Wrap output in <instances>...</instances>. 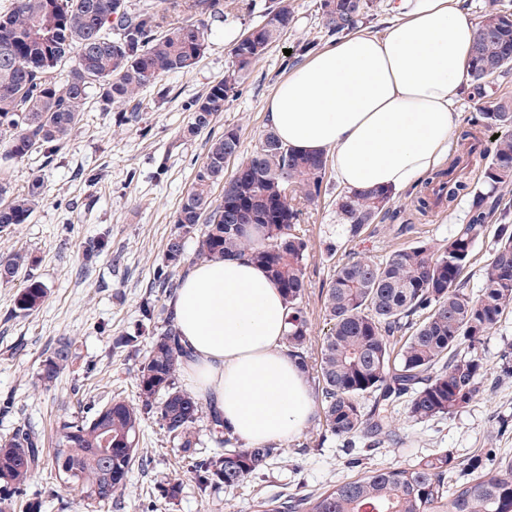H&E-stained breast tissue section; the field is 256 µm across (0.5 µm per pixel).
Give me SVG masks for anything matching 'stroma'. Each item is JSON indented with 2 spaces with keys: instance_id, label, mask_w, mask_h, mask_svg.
Returning <instances> with one entry per match:
<instances>
[{
  "instance_id": "1",
  "label": "stroma",
  "mask_w": 512,
  "mask_h": 512,
  "mask_svg": "<svg viewBox=\"0 0 512 512\" xmlns=\"http://www.w3.org/2000/svg\"><path fill=\"white\" fill-rule=\"evenodd\" d=\"M294 20L268 52L252 65L239 89L230 95L210 131L194 137L184 130L191 106L210 86L223 81L232 64L224 43L225 26L244 30L262 21L269 0H224V18L210 24L205 52L193 68L163 77L141 91L121 110L132 114L116 125V107L91 99L78 130L52 161L32 154L21 161H0V181L12 191H26L33 178L43 182V201L27 223L0 232V255L17 250L31 254L32 266L10 282L0 281V437L20 426L35 428L44 450L55 446L61 421L89 411L111 395L137 399L136 374L162 325L161 317L144 321L145 305H160L152 286L167 239L174 228L182 198L196 168L204 161L209 139L225 128H237L241 153L249 155L268 126L264 110L275 84L302 61L296 48L305 42L323 47L321 0H290ZM328 192L304 208L300 218L308 241L306 306L311 341L320 346L326 330L323 288L336 260L355 252L380 260L408 245L395 237V224H416L435 245L447 243L456 225L465 223L469 198L454 206L440 205L421 216L409 195H394L387 217L377 218L360 239L342 242L336 230V196L342 186L327 172ZM101 249L87 256L90 242ZM337 243L328 259V243ZM48 289L43 305L26 315L16 314L14 298L27 277ZM142 328L137 347L119 346L125 333ZM76 340L79 356L50 388L38 382L40 362L57 340ZM490 380L483 400L447 420L419 422L404 409L393 413L399 444L377 448H342L339 440L320 443L317 422L286 442L280 460L243 485L204 496L179 461V453L155 420L144 423L139 446L147 466H134L127 481L122 512H251L255 496L308 492L344 481L357 470L402 465L445 450L466 458L483 448L512 458V378L499 379L505 353H512V313L491 330L478 347ZM182 491L166 501L159 492L171 479ZM19 512L42 502V512H92L78 493L65 488L54 471L36 474L16 495Z\"/></svg>"
}]
</instances>
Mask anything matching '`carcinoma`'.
<instances>
[{"label":"carcinoma","instance_id":"carcinoma-1","mask_svg":"<svg viewBox=\"0 0 512 512\" xmlns=\"http://www.w3.org/2000/svg\"><path fill=\"white\" fill-rule=\"evenodd\" d=\"M195 21H164L154 12L135 11L127 0H14L0 16V134L7 137L0 159L23 160L35 152L52 158L78 128L92 95L105 106L127 104L141 90L175 72L193 68L204 53L209 21L224 17L221 0L176 3ZM373 0H321L323 25L337 37L368 17ZM293 22L290 0H273L264 19L250 27L253 39H238L224 81L211 86L191 112L186 132L211 128L224 111L228 93L243 83L252 65L279 41ZM512 69V7L494 8L482 21L469 62L474 90L483 94L492 80ZM493 130V149L479 148L471 131L466 161L484 160L475 187L450 170L423 183L415 210H431L437 200L454 203L473 195L464 224L437 247L425 237L375 262L351 258L336 266L324 293L329 328L319 352L312 349L304 302L308 288V244L298 227L300 205L319 199L327 160L283 146L267 129L255 149L224 179V159L239 155V130L214 137L177 212L164 260L154 276L161 295L178 287L175 273L187 261L186 242L196 241L194 260L246 253L281 289L288 308V356L315 371L318 424L344 447L372 448L396 437L392 412L405 404L409 417L426 421L456 416L484 395L487 368L471 349L512 312V99L502 98L471 118ZM224 184V196L214 188ZM36 176L27 192L12 194L0 182V232L26 223L43 195ZM390 190L346 191L336 212L347 241L386 208ZM492 238L493 258L482 268L478 292L468 291L462 273L477 243ZM16 251L0 257V280L12 281L32 265ZM47 295L29 279L15 298L14 311L27 314ZM152 337L137 373L138 399L110 398L89 415L60 423L56 448L46 455L31 430L19 429L0 443V512H15L14 496L32 477L52 468L65 486L88 505L122 508L121 495L133 466L146 462L138 448L144 422L156 420L180 452L197 488L205 493L238 487L264 471L286 449L275 443L246 447L229 432L216 436L217 448L198 451L197 426L208 406L179 385L187 352L172 315ZM76 356L70 338L60 340L41 361L38 380L49 387ZM460 476L452 483L448 475ZM253 512H512V460L492 453L460 461L448 451L421 457L407 466L368 469L321 492L253 500Z\"/></svg>","mask_w":512,"mask_h":512}]
</instances>
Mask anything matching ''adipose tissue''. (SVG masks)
Wrapping results in <instances>:
<instances>
[{"mask_svg":"<svg viewBox=\"0 0 512 512\" xmlns=\"http://www.w3.org/2000/svg\"><path fill=\"white\" fill-rule=\"evenodd\" d=\"M457 3L398 0L384 33L357 28L290 70L265 102L283 145L326 154L348 190H415L447 156L469 84L481 25ZM170 307L216 428L249 447L306 429L316 399L284 344L286 303L246 254L196 262Z\"/></svg>","mask_w":512,"mask_h":512,"instance_id":"obj_1","label":"adipose tissue"}]
</instances>
